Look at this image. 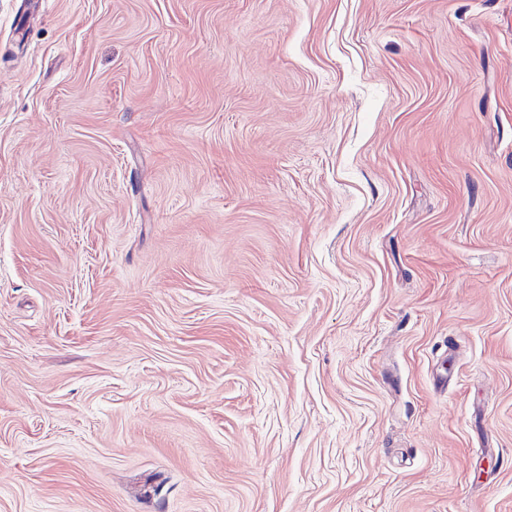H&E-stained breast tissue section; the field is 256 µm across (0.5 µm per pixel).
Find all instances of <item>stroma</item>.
<instances>
[{"label":"stroma","instance_id":"obj_1","mask_svg":"<svg viewBox=\"0 0 512 512\" xmlns=\"http://www.w3.org/2000/svg\"><path fill=\"white\" fill-rule=\"evenodd\" d=\"M0 0V512H512V0Z\"/></svg>","mask_w":512,"mask_h":512}]
</instances>
